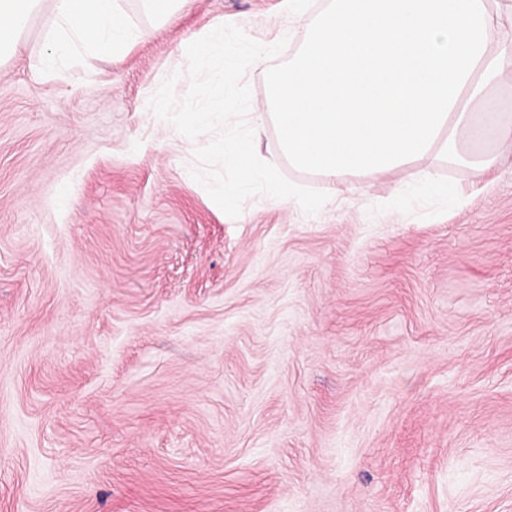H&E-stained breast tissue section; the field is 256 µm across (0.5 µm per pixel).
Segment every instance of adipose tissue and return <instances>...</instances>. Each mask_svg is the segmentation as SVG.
Instances as JSON below:
<instances>
[{
  "label": "adipose tissue",
  "mask_w": 512,
  "mask_h": 512,
  "mask_svg": "<svg viewBox=\"0 0 512 512\" xmlns=\"http://www.w3.org/2000/svg\"><path fill=\"white\" fill-rule=\"evenodd\" d=\"M49 5L39 64L46 76H56L62 63L90 51L110 57L130 46L138 30L121 0H0V57L13 50L21 34Z\"/></svg>",
  "instance_id": "obj_1"
}]
</instances>
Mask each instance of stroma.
<instances>
[{
    "label": "stroma",
    "instance_id": "stroma-1",
    "mask_svg": "<svg viewBox=\"0 0 512 512\" xmlns=\"http://www.w3.org/2000/svg\"><path fill=\"white\" fill-rule=\"evenodd\" d=\"M138 39L0 62V512H512V159L432 217L331 193L273 122L259 157L329 193L226 215L149 109L216 24L305 39L286 0H138ZM183 0H138L144 12L158 21H165L172 17Z\"/></svg>",
    "mask_w": 512,
    "mask_h": 512
}]
</instances>
